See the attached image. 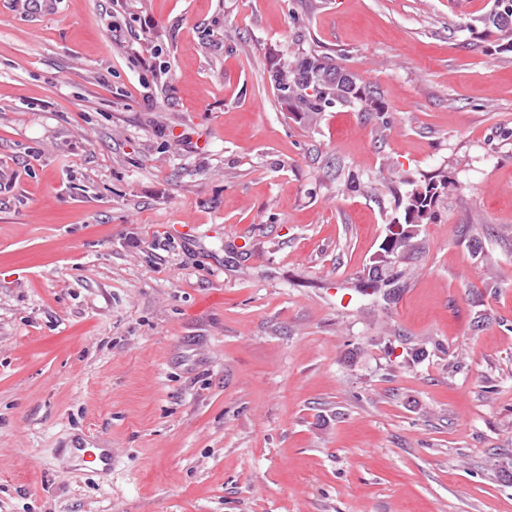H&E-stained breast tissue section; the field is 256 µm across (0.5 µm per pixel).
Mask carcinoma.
Masks as SVG:
<instances>
[{
  "instance_id": "cac0c4a2",
  "label": "carcinoma",
  "mask_w": 512,
  "mask_h": 512,
  "mask_svg": "<svg viewBox=\"0 0 512 512\" xmlns=\"http://www.w3.org/2000/svg\"><path fill=\"white\" fill-rule=\"evenodd\" d=\"M484 40L494 38L495 47L512 49V0H494L493 9L481 20ZM341 65L336 57L327 54L306 53L294 68L272 69L269 72L271 85L278 91L280 104L299 116V121L311 122L332 108H351L371 119L385 111L381 93L359 79L352 81L338 78ZM448 193V174L439 171L411 183V189L398 196L397 208L401 209V220L416 218L426 209L433 213L439 208Z\"/></svg>"
}]
</instances>
